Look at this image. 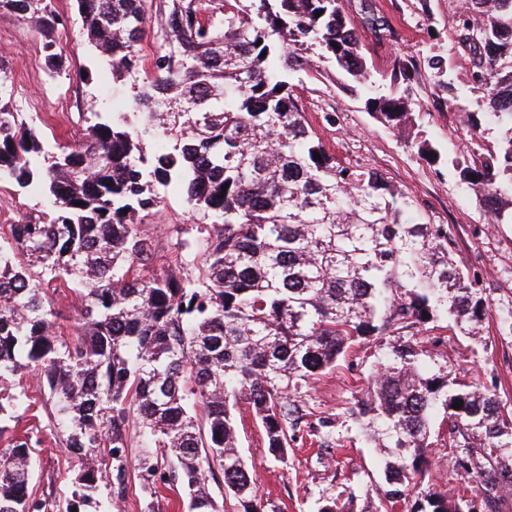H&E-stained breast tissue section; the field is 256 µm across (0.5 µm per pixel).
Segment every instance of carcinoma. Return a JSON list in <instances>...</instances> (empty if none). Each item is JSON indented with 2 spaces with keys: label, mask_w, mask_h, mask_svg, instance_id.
Segmentation results:
<instances>
[{
  "label": "carcinoma",
  "mask_w": 512,
  "mask_h": 512,
  "mask_svg": "<svg viewBox=\"0 0 512 512\" xmlns=\"http://www.w3.org/2000/svg\"><path fill=\"white\" fill-rule=\"evenodd\" d=\"M76 3L88 42L113 76L131 80L128 109L90 111L85 138L49 152L34 120L1 95L10 70L0 58V182L49 202L0 241V385L28 371L43 376L75 486L63 509L33 495L26 432L0 448V512H85L98 497L122 495L131 421L145 489L168 481V456L187 512H221L207 479L216 465L225 497L240 512H260L230 401L251 408L273 461L288 464L305 435L330 451L336 420L302 427V394L352 346L391 337L367 398L351 411L385 453L383 509L412 493L411 512H465L464 497L423 486L441 414L454 468L499 512V492L512 483V418L494 391L459 389L450 371L427 368L428 350L410 341L444 315L478 335L490 312L484 280L466 269L445 225L407 216L405 190L374 168L336 161L313 135L290 77L335 73L436 164L432 142L412 132V84L429 71L468 135L451 159L460 182L492 223L512 224V0H466L454 15L471 90L482 98L476 110L438 55L396 57L390 92L371 95L379 78L346 0H159L165 23L147 72L146 0ZM2 10L35 20L45 67L66 73L55 36L66 18L52 0H0ZM363 25L379 38L388 29L372 9ZM157 186L212 219L195 245L204 264L196 277L144 275L154 244L138 223L161 203ZM47 282L79 298L72 338L56 335ZM21 405L0 394V419ZM319 503L318 512H353L351 497Z\"/></svg>",
  "instance_id": "carcinoma-1"
}]
</instances>
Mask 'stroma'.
Instances as JSON below:
<instances>
[{
  "mask_svg": "<svg viewBox=\"0 0 512 512\" xmlns=\"http://www.w3.org/2000/svg\"><path fill=\"white\" fill-rule=\"evenodd\" d=\"M371 2L392 26L391 35L383 40L369 33L364 36L374 71L389 73L399 55H439L455 85L463 91L469 89V58L459 48L451 22L457 0H429L425 15L417 10V0ZM54 5L67 18L65 28L58 32L68 56L67 73L56 79L45 69L38 30L16 15L0 11V51L9 61L13 103L18 111L37 117V130L51 150L81 139L85 124L80 113L105 108L115 100H130L132 95L129 82L113 78L99 54L86 44L75 0H54ZM86 72L92 73V83L83 82ZM293 83L308 122L326 149L343 164L384 172L408 193L415 213L447 225L468 270L483 278L491 312L480 339L466 336L451 318L443 316L428 324L416 340L430 352L432 367L448 368L461 386L478 382L495 390L505 411H512V323L506 320L512 311V224L491 223L456 176L451 160L466 146V132L456 112L438 94L430 74L421 72L413 84L420 102L415 120L441 153L440 162L430 164L367 112L362 94L340 89L329 77L302 72L295 74ZM61 101L68 103V111H57ZM158 193L163 205L140 226L142 235L155 244L151 269L158 274L198 275L199 263L190 247L205 228L203 216L187 207L180 192L162 187ZM45 209L40 195L0 183V234L8 232L21 215L36 217ZM387 351L384 341L355 345L308 389L309 422L322 417L336 420L339 446L330 453L298 444L287 464L271 461L261 425L247 404L235 405L238 448L254 467L262 501L275 503L279 512H318L320 497L351 496L356 512H377L387 487L384 458L379 449L367 447L348 411ZM13 391L22 396L23 405L5 431H0V448L26 431L39 437V445L32 450V491L65 503L73 490L74 466L53 426L47 385L37 373L26 372L17 377ZM432 441L429 483L451 493L464 492L476 512H488L480 487L453 466L446 424L435 423ZM184 503L179 481L170 480L151 496L145 493L133 467L124 493L102 500L97 512H181Z\"/></svg>",
  "mask_w": 512,
  "mask_h": 512,
  "instance_id": "stroma-1",
  "label": "stroma"
}]
</instances>
